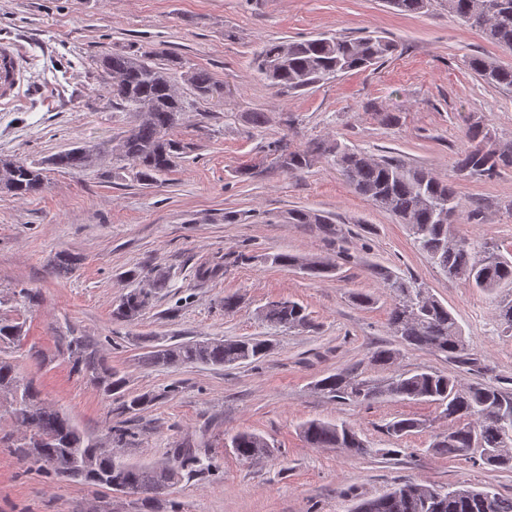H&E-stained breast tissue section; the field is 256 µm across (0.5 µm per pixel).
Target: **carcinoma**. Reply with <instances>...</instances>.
I'll list each match as a JSON object with an SVG mask.
<instances>
[{"label": "carcinoma", "instance_id": "carcinoma-1", "mask_svg": "<svg viewBox=\"0 0 512 512\" xmlns=\"http://www.w3.org/2000/svg\"><path fill=\"white\" fill-rule=\"evenodd\" d=\"M448 14L462 24L483 34L485 39L512 51V0H447ZM396 12L416 15L430 6V0H387ZM397 51V46L374 35L350 37L337 34L293 40H271L256 52L253 67L257 75L281 90L292 93L334 80L346 73L366 70L381 64ZM468 69L484 83L512 92V67H503L479 55L465 60ZM103 69L111 78L107 93L112 101L133 116L131 127L119 144L106 148L78 147L58 153L50 165L70 172L90 166L101 154L116 151L120 159L133 165L139 179L148 185L170 171L187 146L169 137L189 109L188 102L177 93L169 68L157 55L140 57L114 53L103 61ZM187 81L196 100L207 101L219 94L211 75L205 70L188 74ZM467 145L458 154L456 169L462 176L489 179L503 167L512 165V142L492 137L481 121L469 124ZM283 165L290 172L313 167L319 159L329 158L349 186L375 206L393 215L409 227L418 250L450 279H462L474 288L494 292L512 286V260L493 248L475 251L468 239L457 236L448 240L450 225L459 222L464 207L454 186L439 179L425 168L407 167L388 157L375 159L338 141H313L302 149L284 151L279 145ZM0 188L20 197H36L45 189L42 170L25 161L0 169ZM292 224H316L325 234L332 233L334 219L320 211L295 209L290 212ZM274 264L295 267L312 278H325L334 266L323 260L301 258L289 253L271 257ZM79 264L71 254H59L50 265L56 278H67ZM390 291L389 326L401 343L418 349L443 354L448 360L469 363L468 344L454 314L434 299L416 282L394 279L378 269ZM127 277L139 287L122 296L112 308V321L130 323L153 303L156 294L167 287L164 275L133 268ZM416 303L420 322L406 327L403 306ZM262 318L272 327L307 328L312 320L306 308L294 301L270 304ZM23 323L0 317V353L18 344ZM72 373L83 381H91L108 399H118L126 413L140 410L175 391L170 385L156 393L132 394L120 372L108 365L104 357L82 336H63ZM271 346L264 339L241 338L179 342L151 350L143 362L151 366L205 364L232 366L266 356ZM316 389L333 401L368 403L386 396L401 400L431 403L448 417L451 427L447 437L434 436L433 452L448 458H464L497 469L511 470L497 463L491 452L495 448H512V393L483 382L463 383L458 377L429 369L398 372L382 387H375L346 370L331 373L316 383ZM20 392L26 406L8 407L10 419L26 433L19 448L21 460L37 468L57 482H73V460L82 459L85 468L79 481L102 487L112 479L139 489L138 500L149 507L158 501L160 489L178 483L183 475L209 472L214 459L198 448L181 445L170 449L167 459L154 463L147 474L142 466L124 459L87 437L62 411L45 404L33 383L17 372L15 365L0 356V395ZM504 423L496 428L487 424L494 414ZM425 423L414 417H401L386 425L390 436L402 437L424 429ZM301 435L311 448H349L356 455L369 453L356 430L344 422L313 419L301 426ZM262 436L243 430L230 438L235 454L253 459ZM456 496L448 497V489L419 483L398 484L380 496L362 500L347 512L367 506L371 512H512V496L493 493L485 505V491L464 485L454 487Z\"/></svg>", "mask_w": 512, "mask_h": 512}]
</instances>
